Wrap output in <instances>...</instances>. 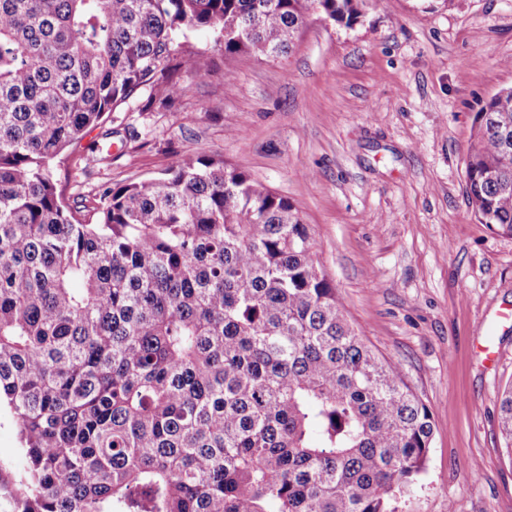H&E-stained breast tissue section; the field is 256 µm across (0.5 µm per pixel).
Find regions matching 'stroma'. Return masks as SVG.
Wrapping results in <instances>:
<instances>
[{"label": "stroma", "instance_id": "1", "mask_svg": "<svg viewBox=\"0 0 512 512\" xmlns=\"http://www.w3.org/2000/svg\"><path fill=\"white\" fill-rule=\"evenodd\" d=\"M179 40L202 70L179 95L138 92L71 146L68 196L207 154L287 198L350 322L431 410L426 468L398 512H512V237L479 223L466 191L475 114L512 87V0H364L349 25L311 16L276 58L225 56L207 30ZM23 465L1 412L0 512H22ZM500 426L506 448L512 453V384L505 388L500 398Z\"/></svg>", "mask_w": 512, "mask_h": 512}]
</instances>
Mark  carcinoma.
<instances>
[{
  "mask_svg": "<svg viewBox=\"0 0 512 512\" xmlns=\"http://www.w3.org/2000/svg\"><path fill=\"white\" fill-rule=\"evenodd\" d=\"M360 0H0V408L23 512H397L428 406L347 318L297 208L188 155L74 206L54 167L137 91L290 52ZM467 193L512 236V88L476 113ZM512 449V385L500 398Z\"/></svg>",
  "mask_w": 512,
  "mask_h": 512,
  "instance_id": "carcinoma-1",
  "label": "carcinoma"
}]
</instances>
